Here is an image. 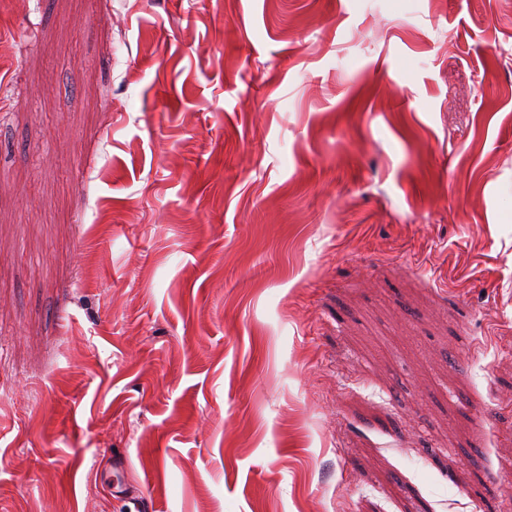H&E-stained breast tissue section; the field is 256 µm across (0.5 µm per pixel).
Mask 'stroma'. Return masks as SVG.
Listing matches in <instances>:
<instances>
[{
  "instance_id": "35a3bbf8",
  "label": "stroma",
  "mask_w": 512,
  "mask_h": 512,
  "mask_svg": "<svg viewBox=\"0 0 512 512\" xmlns=\"http://www.w3.org/2000/svg\"><path fill=\"white\" fill-rule=\"evenodd\" d=\"M0 512H512V0H0Z\"/></svg>"
}]
</instances>
